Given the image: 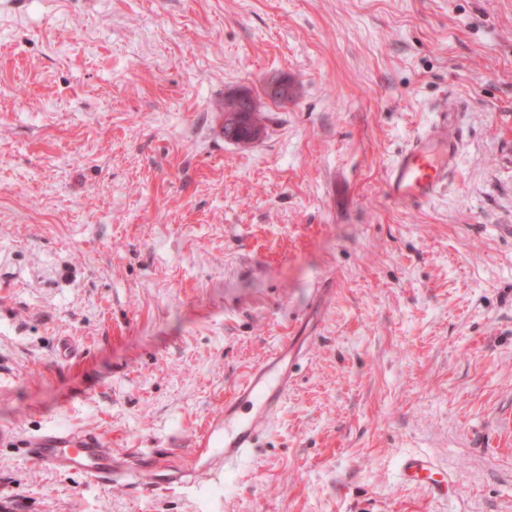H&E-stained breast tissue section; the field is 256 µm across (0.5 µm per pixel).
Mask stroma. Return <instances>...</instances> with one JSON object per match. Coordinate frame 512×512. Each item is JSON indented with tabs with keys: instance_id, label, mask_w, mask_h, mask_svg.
Returning <instances> with one entry per match:
<instances>
[{
	"instance_id": "35a3bbf8",
	"label": "stroma",
	"mask_w": 512,
	"mask_h": 512,
	"mask_svg": "<svg viewBox=\"0 0 512 512\" xmlns=\"http://www.w3.org/2000/svg\"><path fill=\"white\" fill-rule=\"evenodd\" d=\"M278 76L265 137L224 139ZM443 112L455 180L391 201ZM283 346L225 473L224 402ZM55 430L121 475L31 461ZM0 507L512 512V0H0ZM264 96L288 102L296 98V86L287 77H277L266 80L263 84ZM260 99L253 88L243 86L232 89L224 95V123L227 120L241 121L245 118L244 112H257L252 121L260 123L252 129L251 144L258 143L267 133V117L265 112H261ZM265 131V133H264ZM284 353L283 347L264 366L251 372L239 386L235 402L231 406L224 404L225 473L236 469L260 448L265 431L283 408L291 384L288 371L274 375L270 371ZM435 468L434 463L426 455L415 454L406 458L403 466L404 476L411 482H416L422 472L431 473Z\"/></svg>"
}]
</instances>
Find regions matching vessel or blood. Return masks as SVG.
I'll use <instances>...</instances> for the list:
<instances>
[{
	"mask_svg": "<svg viewBox=\"0 0 512 512\" xmlns=\"http://www.w3.org/2000/svg\"><path fill=\"white\" fill-rule=\"evenodd\" d=\"M460 134L447 122L415 136L386 168V195L398 203L422 204L434 199L456 171ZM278 357L251 372L241 383L233 405L224 409V468L236 469L259 448L265 431L278 418L291 380L277 371ZM27 455L42 466L72 470L90 479L111 482L116 467L111 449L89 435L46 433L31 440Z\"/></svg>",
	"mask_w": 512,
	"mask_h": 512,
	"instance_id": "obj_1",
	"label": "vessel or blood"
}]
</instances>
